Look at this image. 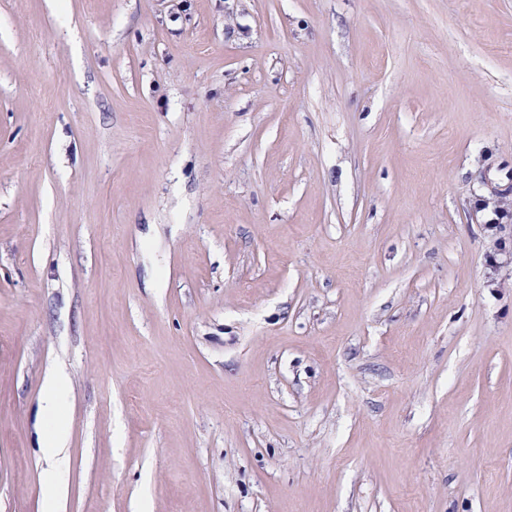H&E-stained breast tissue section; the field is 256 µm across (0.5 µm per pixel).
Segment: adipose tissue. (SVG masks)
<instances>
[{"label":"adipose tissue","instance_id":"1","mask_svg":"<svg viewBox=\"0 0 512 512\" xmlns=\"http://www.w3.org/2000/svg\"><path fill=\"white\" fill-rule=\"evenodd\" d=\"M69 386V376L64 369H50L44 377L37 423L43 452L51 462L42 476L45 488L44 512H58L59 502L66 493L59 462L66 455L65 449L68 442L64 410Z\"/></svg>","mask_w":512,"mask_h":512}]
</instances>
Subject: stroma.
I'll use <instances>...</instances> for the list:
<instances>
[{
  "instance_id": "obj_1",
  "label": "stroma",
  "mask_w": 512,
  "mask_h": 512,
  "mask_svg": "<svg viewBox=\"0 0 512 512\" xmlns=\"http://www.w3.org/2000/svg\"><path fill=\"white\" fill-rule=\"evenodd\" d=\"M512 0H0V512H512ZM69 386V376L62 368L50 369L44 377L37 427L41 436L40 448L50 461L59 462L66 456L68 428L64 410ZM44 512H57L60 500L66 493L62 471L59 465H52L43 471Z\"/></svg>"
}]
</instances>
